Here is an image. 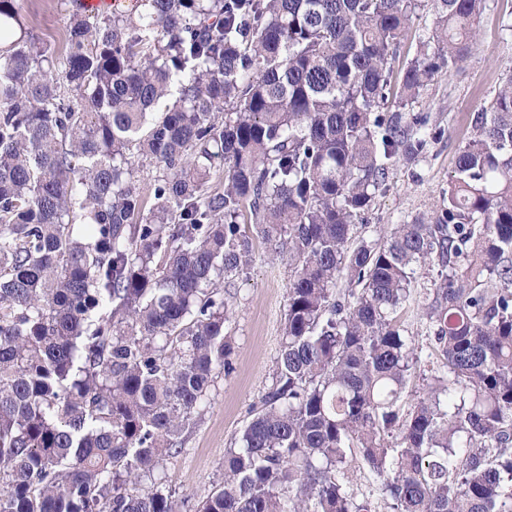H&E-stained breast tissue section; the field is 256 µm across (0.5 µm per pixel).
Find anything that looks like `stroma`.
Masks as SVG:
<instances>
[{"label": "stroma", "instance_id": "35a3bbf8", "mask_svg": "<svg viewBox=\"0 0 512 512\" xmlns=\"http://www.w3.org/2000/svg\"><path fill=\"white\" fill-rule=\"evenodd\" d=\"M31 32L63 56L70 11L63 0H18ZM512 66V0H496L478 23V37L468 58L456 69L440 73L423 92L415 109L428 113L444 128L443 138L419 162L398 164L366 215L367 234L377 240L393 225L428 213L448 189L457 153L469 123L493 98L502 77ZM288 260L268 245L256 243L253 261L224 288L232 309L228 330L234 349L232 370L219 376L197 424L184 436L181 450L167 457L161 473L177 497L195 502L222 478L224 451L238 439L248 410L271 384L287 310ZM437 277L422 267L399 319L421 357L405 393L406 402L423 395L426 377L440 364L429 355L427 320L419 306L422 294Z\"/></svg>", "mask_w": 512, "mask_h": 512}]
</instances>
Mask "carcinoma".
<instances>
[{
	"label": "carcinoma",
	"instance_id": "carcinoma-1",
	"mask_svg": "<svg viewBox=\"0 0 512 512\" xmlns=\"http://www.w3.org/2000/svg\"><path fill=\"white\" fill-rule=\"evenodd\" d=\"M67 2L58 59L0 0V512H184L159 470L231 369L255 239L288 257L282 341L196 512H374L354 451L394 512H512L511 69L433 215L363 229L493 0L418 35L423 0ZM422 263L445 371L405 409ZM348 477V486L354 496L358 499L369 496L374 502V506L376 507L374 510H376V512H393L389 502L379 496L376 479L369 473L366 466L362 468L360 465V469L356 467L353 471L351 470Z\"/></svg>",
	"mask_w": 512,
	"mask_h": 512
}]
</instances>
